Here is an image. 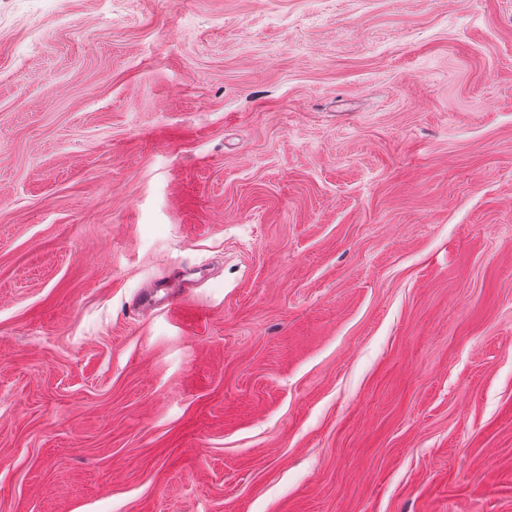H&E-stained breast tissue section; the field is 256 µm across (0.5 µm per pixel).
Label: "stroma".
<instances>
[{
	"label": "stroma",
	"instance_id": "1",
	"mask_svg": "<svg viewBox=\"0 0 512 512\" xmlns=\"http://www.w3.org/2000/svg\"><path fill=\"white\" fill-rule=\"evenodd\" d=\"M0 512H512V0H0ZM184 274H178L174 281L166 280L159 283L151 293L146 296L143 300L144 304L151 305L161 302L163 305V311L167 314L175 312L177 309L178 301L173 295L170 288H180L181 282L184 281ZM160 292H163V296H158Z\"/></svg>",
	"mask_w": 512,
	"mask_h": 512
}]
</instances>
